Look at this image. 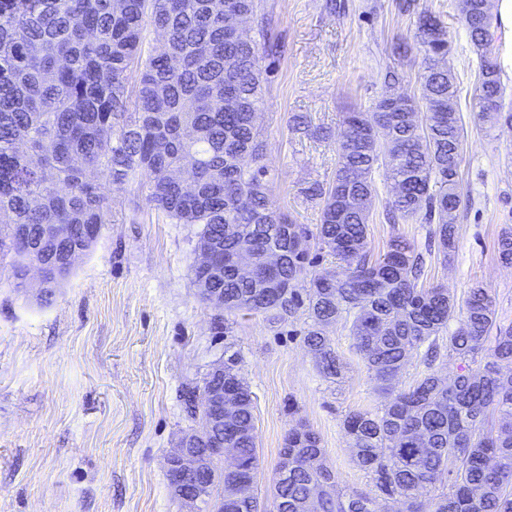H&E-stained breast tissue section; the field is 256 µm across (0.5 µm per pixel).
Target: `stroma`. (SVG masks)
<instances>
[{"label": "stroma", "mask_w": 512, "mask_h": 512, "mask_svg": "<svg viewBox=\"0 0 512 512\" xmlns=\"http://www.w3.org/2000/svg\"><path fill=\"white\" fill-rule=\"evenodd\" d=\"M264 0L284 43L266 59L262 138L269 199L299 224L319 222L320 203L302 190L330 181L346 113L365 110L397 72L416 94L423 54L413 48L416 16L428 10L448 31L465 130L459 166L458 242L428 277L456 297L479 283L495 299L498 324H512V265L496 243L512 228V26L489 0L506 96L481 115L475 99L479 59L457 0ZM410 43V52L397 51ZM310 118L293 131V115ZM369 247L382 254L391 236L424 245L416 218L388 223L393 184L376 170ZM112 221L72 273L42 300L27 287L0 284V512H183L165 457L194 425L184 393L202 388L211 366L236 357L255 399L259 497L272 503L279 452L305 420L319 434L341 493L370 491L373 477L348 447L343 418L382 405L354 348L348 324L328 329L346 363L342 382L326 379L303 341L305 315L228 313L204 302L192 282L199 228L157 218L136 183L112 185Z\"/></svg>", "instance_id": "stroma-1"}]
</instances>
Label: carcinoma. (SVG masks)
Returning a JSON list of instances; mask_svg holds the SVG:
<instances>
[{"mask_svg": "<svg viewBox=\"0 0 512 512\" xmlns=\"http://www.w3.org/2000/svg\"><path fill=\"white\" fill-rule=\"evenodd\" d=\"M464 20L479 56L478 105H502L505 86L491 16L473 0ZM252 19L259 39L224 31V14ZM166 36L162 52L145 49V30ZM423 52L419 97L401 90L395 71L389 92L367 110L345 117L336 172L305 194L321 202L311 232L274 209L268 198L264 144L257 126L263 102L262 60L279 42L261 0H0V279L18 288L28 266L46 256L45 296L112 223V184L148 186L149 207L174 224H197L217 243L222 274L206 283L224 294L228 311L305 309L304 342L323 375L343 378L345 364L325 328L350 321L356 351L385 402L377 412H353L343 429L357 464L374 475L390 512H512V325L496 323L488 290L469 288L462 301L427 283L426 256L448 260L458 239V171L463 126L445 26L417 14ZM194 166L187 192L171 172ZM384 168L402 185L386 207L390 220L425 213L436 222L425 250L393 236L383 254L370 251L376 198L373 172ZM252 243L253 271L240 274L239 244ZM281 263L265 265L267 252ZM336 260L315 271L312 250ZM498 256L512 265V232L498 238ZM306 293H301L303 283ZM457 320L454 331L448 323ZM460 361L445 382L433 369L442 351ZM423 355L426 371L398 387L408 360ZM252 393L241 384L235 420L224 426L236 449L230 469L213 464L204 507L257 512L258 465ZM280 455L276 494L281 512H376L377 498L343 496L325 465L317 433L300 421ZM451 479L437 498L429 488Z\"/></svg>", "mask_w": 512, "mask_h": 512, "instance_id": "1", "label": "carcinoma"}]
</instances>
